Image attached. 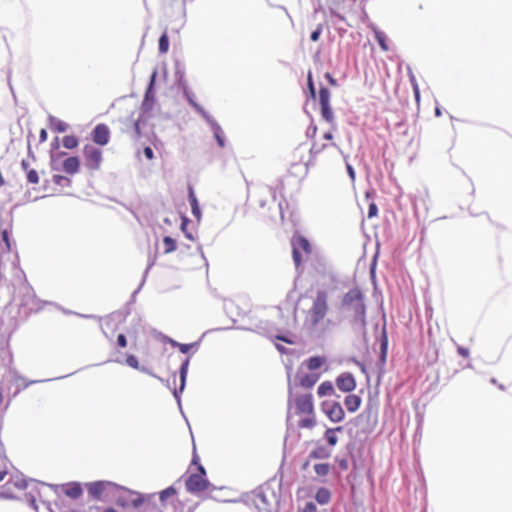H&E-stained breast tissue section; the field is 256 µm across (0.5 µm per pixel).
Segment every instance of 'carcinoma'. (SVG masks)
<instances>
[{
	"instance_id": "cac0c4a2",
	"label": "carcinoma",
	"mask_w": 512,
	"mask_h": 512,
	"mask_svg": "<svg viewBox=\"0 0 512 512\" xmlns=\"http://www.w3.org/2000/svg\"><path fill=\"white\" fill-rule=\"evenodd\" d=\"M97 140L93 136L84 139V145L65 138L56 154V165L66 171L77 165L79 153L94 151ZM298 397L296 416L300 427L314 429L325 426L334 416L345 412L354 401H362L364 390L358 382H349L345 371L335 367L323 355L313 354L305 358L297 370ZM334 473L327 471L318 483L305 487V491L323 498L325 512H330L334 494Z\"/></svg>"
}]
</instances>
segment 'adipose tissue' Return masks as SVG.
I'll use <instances>...</instances> for the list:
<instances>
[{"instance_id":"1","label":"adipose tissue","mask_w":512,"mask_h":512,"mask_svg":"<svg viewBox=\"0 0 512 512\" xmlns=\"http://www.w3.org/2000/svg\"><path fill=\"white\" fill-rule=\"evenodd\" d=\"M295 0H0L24 34L11 87L80 133L127 108L120 73L175 31L186 128L201 158L180 249L141 220L129 136L105 171L69 188L17 193L4 218L30 312L4 342L16 377L0 407V464L55 498L101 485L145 503L200 476L178 512H258L277 485L296 419V373L280 314L309 282L361 277L370 233L336 147L308 139L292 65ZM445 112L419 167L427 243L454 282L433 286L451 356L426 405L420 460L428 512H512V0H367ZM448 42L433 49L428 34ZM467 118L448 151L451 118ZM219 152H211V142ZM296 221H280V206ZM465 459L454 471L449 457Z\"/></svg>"}]
</instances>
